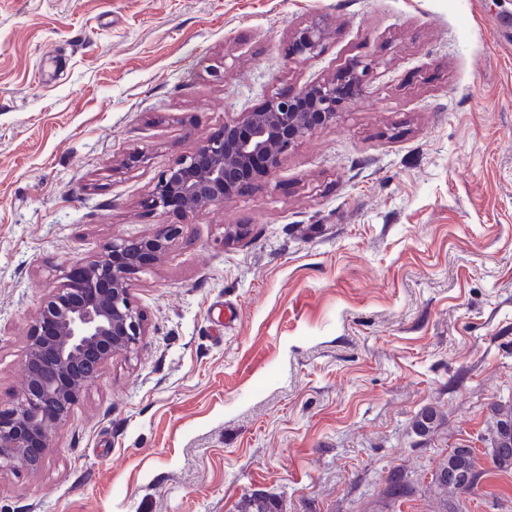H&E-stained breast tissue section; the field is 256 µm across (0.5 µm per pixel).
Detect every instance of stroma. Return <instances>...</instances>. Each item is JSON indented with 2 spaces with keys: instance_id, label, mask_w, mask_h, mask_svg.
Wrapping results in <instances>:
<instances>
[{
  "instance_id": "1",
  "label": "stroma",
  "mask_w": 512,
  "mask_h": 512,
  "mask_svg": "<svg viewBox=\"0 0 512 512\" xmlns=\"http://www.w3.org/2000/svg\"><path fill=\"white\" fill-rule=\"evenodd\" d=\"M322 53L289 57L295 28ZM512 0H0V401L74 263L179 224L130 292L147 333L0 470V512H512L482 440L512 402ZM371 62L360 97L232 202L151 209L159 175L270 95ZM150 156L126 167L133 148ZM442 416L428 436L412 422ZM411 482L395 500L393 471ZM326 34L322 19L297 28L291 38L290 53L292 59H309L318 55L323 49ZM485 473V470L477 468L472 450L448 453L435 472L434 485L442 504L438 512H448V501L457 500L460 494L472 491Z\"/></svg>"
}]
</instances>
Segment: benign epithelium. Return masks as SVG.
I'll return each mask as SVG.
<instances>
[{
    "mask_svg": "<svg viewBox=\"0 0 512 512\" xmlns=\"http://www.w3.org/2000/svg\"><path fill=\"white\" fill-rule=\"evenodd\" d=\"M326 28L316 19L297 28L291 58L323 49ZM371 64L355 62L337 78L294 95L278 94L256 111L224 123L218 134L175 160L151 192L156 209L192 214L231 202L243 187L272 176L301 138L336 120L358 98ZM182 234L163 224L154 233L120 238L73 265L50 289L28 333L26 383L0 403V468L37 471L50 453L53 430L116 355L129 354L146 335L130 296L132 276L148 270Z\"/></svg>",
    "mask_w": 512,
    "mask_h": 512,
    "instance_id": "7a95c632",
    "label": "benign epithelium"
}]
</instances>
